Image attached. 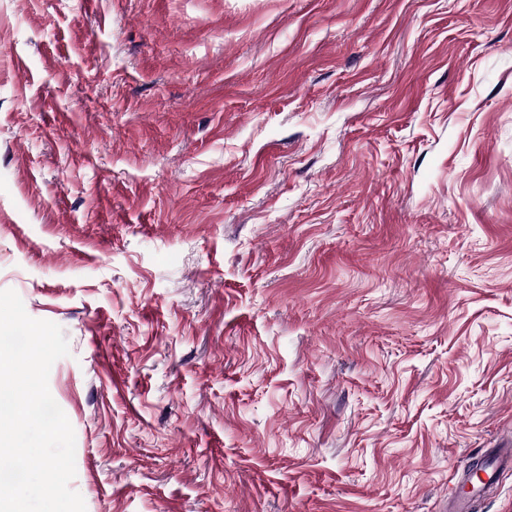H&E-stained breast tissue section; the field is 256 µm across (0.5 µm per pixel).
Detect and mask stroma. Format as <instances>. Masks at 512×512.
I'll list each match as a JSON object with an SVG mask.
<instances>
[{"instance_id": "35a3bbf8", "label": "stroma", "mask_w": 512, "mask_h": 512, "mask_svg": "<svg viewBox=\"0 0 512 512\" xmlns=\"http://www.w3.org/2000/svg\"><path fill=\"white\" fill-rule=\"evenodd\" d=\"M86 512H448L512 444V0H0V290Z\"/></svg>"}]
</instances>
